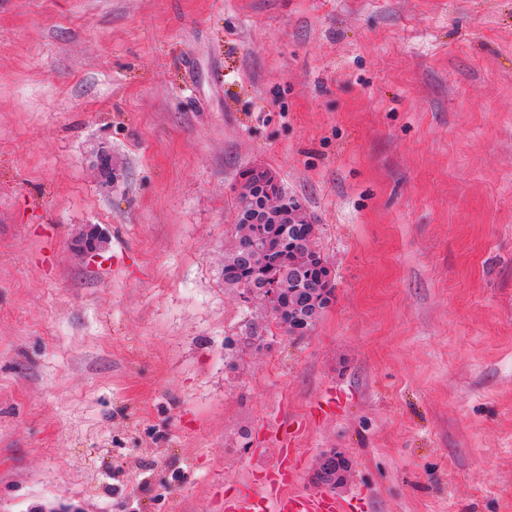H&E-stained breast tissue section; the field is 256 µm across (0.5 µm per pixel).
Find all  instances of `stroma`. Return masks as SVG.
Masks as SVG:
<instances>
[{
  "instance_id": "35a3bbf8",
  "label": "stroma",
  "mask_w": 512,
  "mask_h": 512,
  "mask_svg": "<svg viewBox=\"0 0 512 512\" xmlns=\"http://www.w3.org/2000/svg\"><path fill=\"white\" fill-rule=\"evenodd\" d=\"M254 168L333 267L302 337L224 285ZM286 450L512 512V0H0V512H224Z\"/></svg>"
}]
</instances>
